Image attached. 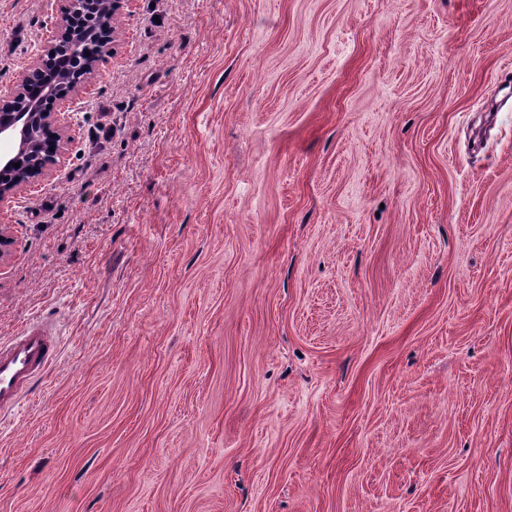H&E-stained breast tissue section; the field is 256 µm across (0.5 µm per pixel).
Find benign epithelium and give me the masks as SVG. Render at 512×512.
I'll list each match as a JSON object with an SVG mask.
<instances>
[{"label": "benign epithelium", "mask_w": 512, "mask_h": 512, "mask_svg": "<svg viewBox=\"0 0 512 512\" xmlns=\"http://www.w3.org/2000/svg\"><path fill=\"white\" fill-rule=\"evenodd\" d=\"M127 2L69 0L50 40L16 77L10 101L0 109V206L64 159L69 137L52 105L95 78L109 52L112 20Z\"/></svg>", "instance_id": "1"}]
</instances>
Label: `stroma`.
<instances>
[{
  "instance_id": "stroma-1",
  "label": "stroma",
  "mask_w": 512,
  "mask_h": 512,
  "mask_svg": "<svg viewBox=\"0 0 512 512\" xmlns=\"http://www.w3.org/2000/svg\"><path fill=\"white\" fill-rule=\"evenodd\" d=\"M68 0H0V89ZM0 208V512H512V0H131ZM58 359L53 327L38 322L18 336L0 340V413L18 407L27 385L44 378Z\"/></svg>"
}]
</instances>
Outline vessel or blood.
Listing matches in <instances>:
<instances>
[{
  "label": "vessel or blood",
  "instance_id": "1",
  "mask_svg": "<svg viewBox=\"0 0 512 512\" xmlns=\"http://www.w3.org/2000/svg\"><path fill=\"white\" fill-rule=\"evenodd\" d=\"M57 359L49 323L33 324L8 341L0 340V412L17 408L27 385L44 378Z\"/></svg>",
  "mask_w": 512,
  "mask_h": 512
}]
</instances>
